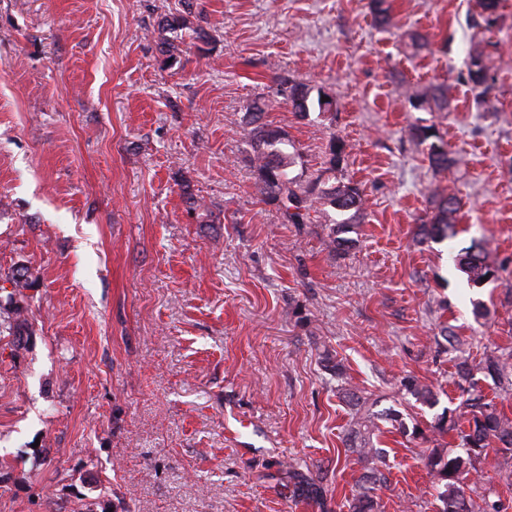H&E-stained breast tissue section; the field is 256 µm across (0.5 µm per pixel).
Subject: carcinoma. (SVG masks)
<instances>
[{
  "label": "carcinoma",
  "instance_id": "cac0c4a2",
  "mask_svg": "<svg viewBox=\"0 0 512 512\" xmlns=\"http://www.w3.org/2000/svg\"><path fill=\"white\" fill-rule=\"evenodd\" d=\"M371 9L379 25H393L388 0H371ZM186 26V18L178 12L164 15L159 22L160 33L163 34L160 51L170 65L176 63V56L174 46L165 34L175 33ZM466 66L468 79L473 82V87L487 89L490 65L489 56L484 50L474 47L469 53ZM286 99L295 113L302 116L310 112V90L305 82L288 80ZM410 102L416 108L431 102L441 108L446 105V98L441 88L431 87L411 98ZM264 113L265 104L258 100L253 102L243 119L244 132L252 148L250 161L258 172V182L255 184L257 192L263 198L273 201L287 199L288 207L283 209V215L291 224L307 223L310 212H316L325 206H330L342 214L349 212L353 218L359 217L363 207V195L354 182L341 178L326 179L320 174L302 185L289 176L288 169L295 163V153L288 151V141L282 137L281 131L264 121ZM427 160L434 169H445L454 163V159L448 157L443 146L436 142L429 144ZM459 210L460 201L457 197L434 196L433 210L422 219L419 235L424 239L454 237ZM454 261L475 287L488 282L494 275V271L484 260L482 248L476 244L457 254ZM482 368L501 381L512 375L509 359L491 354L483 358ZM405 387L423 404H431L435 400L432 389L414 379L407 380ZM379 420L389 422L393 429L403 435L417 433L415 429L409 430L402 415L396 412L385 415L367 412L358 418L352 434L360 438V442L349 443L347 447L369 464V468L362 476L360 492L351 503V512H375L376 503L370 492L374 484L384 480V474L376 465L381 459V451L374 447L370 435L378 428ZM439 429L456 433L462 449V452L455 455L437 450L429 460L436 481L437 498L442 503L440 512H499L496 504L487 502L486 498L483 497L478 502L472 496L466 495L461 477L474 468L477 457L492 444L498 442L512 451V420L499 411L495 404L484 402L479 397H469L459 407L442 414Z\"/></svg>",
  "mask_w": 512,
  "mask_h": 512
}]
</instances>
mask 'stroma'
Segmentation results:
<instances>
[{"label":"stroma","mask_w":512,"mask_h":512,"mask_svg":"<svg viewBox=\"0 0 512 512\" xmlns=\"http://www.w3.org/2000/svg\"><path fill=\"white\" fill-rule=\"evenodd\" d=\"M392 5L385 30L368 0H0V274L35 277L0 290V321L26 325L20 346L0 335V512H349L360 409L419 430L380 422L376 512H439L427 463L460 450L435 428L467 397L459 362L512 418L479 368L512 354V0L488 32L481 0ZM184 8L169 67L158 21ZM474 43L496 77L480 107ZM288 77L336 112L298 117ZM439 84L447 110L409 103ZM258 98L298 149L290 176L332 167L362 190L345 251L327 245L335 209L290 224L257 195ZM436 194L462 201L449 240L418 233ZM474 243L497 272L480 287L452 260ZM463 485L512 512V455L486 449Z\"/></svg>","instance_id":"1"}]
</instances>
